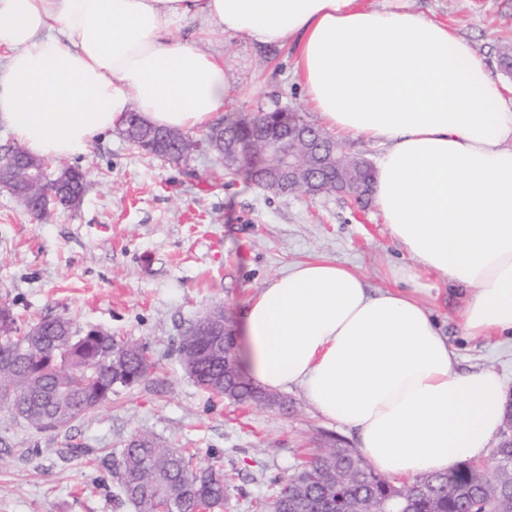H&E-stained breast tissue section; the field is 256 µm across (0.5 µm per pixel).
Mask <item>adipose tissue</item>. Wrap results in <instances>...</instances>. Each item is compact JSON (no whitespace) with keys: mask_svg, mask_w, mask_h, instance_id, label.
Returning <instances> with one entry per match:
<instances>
[{"mask_svg":"<svg viewBox=\"0 0 512 512\" xmlns=\"http://www.w3.org/2000/svg\"><path fill=\"white\" fill-rule=\"evenodd\" d=\"M187 20L294 42L322 124L381 148L373 200L392 239L464 292V335H512V89L403 0H0V120L52 161L86 153L131 111L209 127L227 104L224 60L174 38ZM241 333L246 379L299 388L382 475L482 460L500 428L502 377L458 370L425 300L369 291L347 267L291 265L248 299Z\"/></svg>","mask_w":512,"mask_h":512,"instance_id":"adipose-tissue-1","label":"adipose tissue"}]
</instances>
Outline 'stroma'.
I'll return each mask as SVG.
<instances>
[{"instance_id":"35a3bbf8","label":"stroma","mask_w":512,"mask_h":512,"mask_svg":"<svg viewBox=\"0 0 512 512\" xmlns=\"http://www.w3.org/2000/svg\"><path fill=\"white\" fill-rule=\"evenodd\" d=\"M470 41L490 70L512 43V0H405ZM224 57L227 109H283L317 126L294 73L292 44L260 48L241 35L210 33ZM88 170L79 208L37 223L0 186V301L22 325L66 315L79 330L110 331L146 345L158 364L150 378L60 431H39L0 409V512H133L108 458L134 433L194 451V462L234 473L222 512H256L264 477L293 475L325 435L353 448L355 435L317 413L300 389L280 404L242 407L198 387L176 349L198 316L223 306L242 324L247 299L288 266L324 258L356 269L369 288L423 289L424 300L460 368H490L512 389V335L464 336L461 295L417 270L390 238L374 206L329 193L276 196L228 174L199 150L178 161L150 158L118 131L69 158ZM406 270L392 279L391 268Z\"/></svg>"}]
</instances>
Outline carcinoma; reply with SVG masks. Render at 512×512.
<instances>
[{
    "label": "carcinoma",
    "mask_w": 512,
    "mask_h": 512,
    "mask_svg": "<svg viewBox=\"0 0 512 512\" xmlns=\"http://www.w3.org/2000/svg\"><path fill=\"white\" fill-rule=\"evenodd\" d=\"M299 124L294 113L274 110L231 112L212 128L227 132L242 154L234 171L244 169L257 186L280 194L279 184L264 178L272 163L265 141L271 131L286 133ZM122 135L147 155L174 160L208 147L206 139L149 125L136 112L128 113ZM317 146L332 156V164L319 175L326 191L346 185L372 187L373 170L366 160L346 155L323 132ZM7 153L14 162L7 166L4 186L37 222H50L53 208L32 204L26 194L27 169L43 159L19 144ZM88 185L87 176L73 174L60 192L59 207L81 202ZM223 318L224 307L216 306L184 331L177 347L182 368L198 386L229 400L268 398L271 393L243 377L224 387V351L214 350L209 339ZM156 367L145 347L103 330L86 339L64 315L44 317L23 331L11 304L0 303V407L37 429L70 427L111 400L114 390L142 382ZM113 467L120 491L135 512H213L224 505L233 480L220 470L194 466L185 450L149 433L135 435ZM266 487L270 512H279L285 503L291 512H512V446L498 444L488 463L463 462L398 486L330 436L308 465L287 479H266Z\"/></svg>",
    "instance_id": "obj_1"
}]
</instances>
